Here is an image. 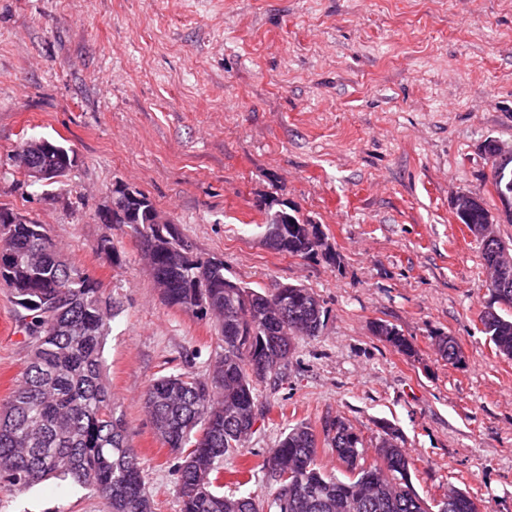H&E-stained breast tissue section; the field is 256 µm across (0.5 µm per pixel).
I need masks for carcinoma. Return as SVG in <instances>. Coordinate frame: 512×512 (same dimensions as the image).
Instances as JSON below:
<instances>
[{
	"mask_svg": "<svg viewBox=\"0 0 512 512\" xmlns=\"http://www.w3.org/2000/svg\"><path fill=\"white\" fill-rule=\"evenodd\" d=\"M495 139L481 145L492 167L503 175L492 179L495 194L512 223V157L496 154ZM74 150L62 144L41 158L51 171L41 186H52L70 171ZM142 201L129 223L141 243L152 250V278L165 302L184 312L213 316L223 349L213 368L202 376L170 374L146 389L144 408L158 438L181 455L177 468L180 512H260L251 495H225L224 457L243 451L251 432L250 419L264 416L256 385L284 376L283 369L297 336L316 337L325 311L308 288L257 291L224 274V260L203 258L178 230L144 245L151 224V200ZM468 228H481L490 214L483 198L455 211ZM265 227L276 222L295 224L296 231L274 240L270 248L293 257H321L337 264L336 252H321V243L304 226L310 219L300 211L271 200L264 203ZM480 235L482 258L491 277L512 279V264L501 262L500 237ZM0 283L10 288L23 309L19 327L29 354L21 380L0 402V490L21 493L50 477L89 487L103 498L110 512H153L146 493L147 473L127 442V425L117 413L104 374V341L116 316L102 296L99 283L68 261L45 225L29 219L6 224L0 219ZM512 307V287L491 298L480 315L483 333L496 352L512 358V317L494 305ZM269 308L287 313L278 322L264 319ZM374 332L394 349L411 355L413 343L396 327L374 324ZM438 352L452 365L461 362L452 336L438 338ZM265 361L261 374L255 365ZM390 425L368 458L363 437L341 416L325 422L324 445L336 453L342 476L317 462L318 437L299 422L283 433L262 467L274 484L269 507L274 512H480L470 495L450 487L429 502L412 482L413 463L398 444Z\"/></svg>",
	"mask_w": 512,
	"mask_h": 512,
	"instance_id": "carcinoma-1",
	"label": "carcinoma"
}]
</instances>
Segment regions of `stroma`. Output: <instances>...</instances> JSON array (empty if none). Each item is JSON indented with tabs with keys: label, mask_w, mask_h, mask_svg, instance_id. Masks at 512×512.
<instances>
[{
	"label": "stroma",
	"mask_w": 512,
	"mask_h": 512,
	"mask_svg": "<svg viewBox=\"0 0 512 512\" xmlns=\"http://www.w3.org/2000/svg\"><path fill=\"white\" fill-rule=\"evenodd\" d=\"M73 148L61 183L17 169L26 139ZM512 147V0H0V207L45 224L64 256L117 307L105 375L147 469L154 512H180L179 456L154 434L148 384L201 375L223 343L212 320L168 306L129 226L100 223L119 181L148 196L226 277L257 290H313L326 317L286 377L258 387L266 415L234 472L266 502L260 466L286 427L341 416L374 447L397 429L425 499L449 486L481 512H512V359L480 313L490 299L479 240L453 200L497 198L481 144ZM276 200L319 224L339 259L289 257L264 242ZM111 236L122 262L96 246ZM0 286V400L28 347ZM394 325L405 355L376 336ZM456 339L460 364L437 351ZM0 512H107L51 479L0 492ZM374 332L401 353L411 355L415 352L412 341L404 336L395 326L385 322H377L374 324Z\"/></svg>",
	"instance_id": "1"
}]
</instances>
